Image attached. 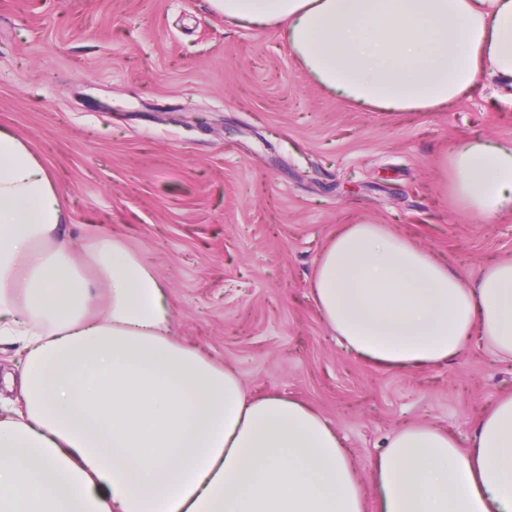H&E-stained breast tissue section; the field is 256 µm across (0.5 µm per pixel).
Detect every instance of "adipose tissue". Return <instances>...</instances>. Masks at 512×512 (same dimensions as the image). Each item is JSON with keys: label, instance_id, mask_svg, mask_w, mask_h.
<instances>
[{"label": "adipose tissue", "instance_id": "ef3b65f1", "mask_svg": "<svg viewBox=\"0 0 512 512\" xmlns=\"http://www.w3.org/2000/svg\"><path fill=\"white\" fill-rule=\"evenodd\" d=\"M282 28L326 88L428 110L484 78L512 88V0H208ZM459 213L512 211V142L448 152ZM69 214L27 145L0 129V343L19 355L0 409V512H512V394L467 442L432 424L389 437L372 490L335 426L172 337L165 284L111 235L77 261ZM320 318L360 357L435 365L472 335L512 358V261L464 276L382 224H350L311 278Z\"/></svg>", "mask_w": 512, "mask_h": 512}]
</instances>
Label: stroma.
<instances>
[{"mask_svg": "<svg viewBox=\"0 0 512 512\" xmlns=\"http://www.w3.org/2000/svg\"><path fill=\"white\" fill-rule=\"evenodd\" d=\"M0 127L52 174L67 233L103 225L166 283L174 332L256 395L303 401L359 466L400 427L467 441L512 394V359L472 336L440 365L346 349L310 278L345 224H383L463 274L512 259V214H458L446 157L512 140L487 81L444 107L382 112L323 87L281 29L208 0H0Z\"/></svg>", "mask_w": 512, "mask_h": 512, "instance_id": "obj_1", "label": "stroma"}]
</instances>
